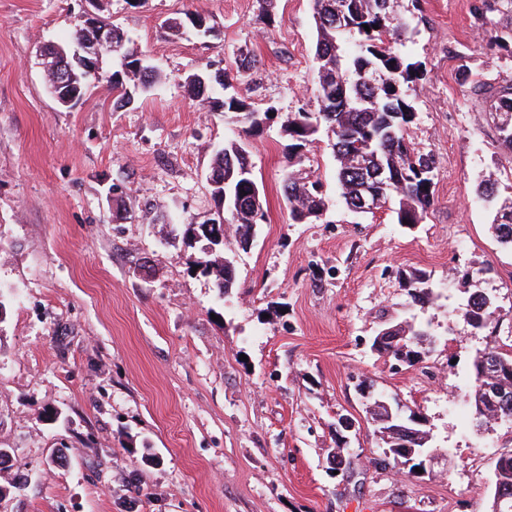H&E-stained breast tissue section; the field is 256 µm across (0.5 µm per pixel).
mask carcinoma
Returning a JSON list of instances; mask_svg holds the SVG:
<instances>
[{
  "mask_svg": "<svg viewBox=\"0 0 512 512\" xmlns=\"http://www.w3.org/2000/svg\"><path fill=\"white\" fill-rule=\"evenodd\" d=\"M317 32L314 59L318 73V95L314 109L288 113L281 129L291 149L298 152L319 143L326 134L336 162V182L347 209L356 201L376 194L382 207L396 214L400 225L421 223L433 205L432 174L434 158L411 145L405 138L413 118V106L403 88L418 81L420 64L397 48L406 31L403 18L391 0H312ZM370 30H365V26ZM133 81L136 91L152 87L154 69L144 64L138 70L121 72ZM117 71L112 73V91L121 102L133 99ZM188 95L209 110L221 108L224 119L239 133L250 134L272 120L269 107L259 111L246 100L229 92L231 84L224 73L195 72L184 79ZM502 146L512 151V91L502 90L492 105ZM212 171L224 176V186L212 189L214 197L225 200L224 218L247 242L256 225L266 221L263 192L256 182L246 149L236 140L224 142L212 162ZM282 192L291 219L296 224L317 220L325 210L321 184L291 172ZM477 194L494 204L491 224L494 236L512 248V196L499 198L495 183L483 180ZM198 229L210 245L223 243L224 225H189ZM220 294L226 296L234 284V266L229 259L219 264L203 260ZM405 288L413 305L424 307L432 299L433 285L424 274H412ZM490 296L471 293L461 311L468 324L482 329L487 324ZM391 336H408L406 351L396 350L392 358H403L412 367L422 361L417 350L427 332L404 319L386 325ZM474 396L468 414L474 427L481 429L501 419L512 423V345L504 349L492 345L473 363ZM373 432L387 448L403 439L397 421H387L379 409H367ZM492 512H512V459L495 474L492 485Z\"/></svg>",
  "mask_w": 512,
  "mask_h": 512,
  "instance_id": "obj_1",
  "label": "carcinoma"
}]
</instances>
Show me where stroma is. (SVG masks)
Instances as JSON below:
<instances>
[{
    "label": "stroma",
    "instance_id": "obj_1",
    "mask_svg": "<svg viewBox=\"0 0 512 512\" xmlns=\"http://www.w3.org/2000/svg\"><path fill=\"white\" fill-rule=\"evenodd\" d=\"M481 2L419 0L405 35L424 71L407 138L437 161L434 204L407 228L345 208L327 143L288 156L281 124L317 91L311 0H276L271 27L259 0H0V448L25 482L0 512H490L512 426L479 431L454 407L476 355L512 344V249L475 192L490 175L512 195L490 109L512 85V52L490 43L512 35V0H492L486 27ZM187 12L211 33L167 29ZM88 15L155 66L146 95L115 106L113 61L72 106L47 93L40 50ZM246 57L254 68L238 71ZM221 69L275 116L244 140L267 220L212 248L187 225L221 206L208 173L233 130L183 79ZM292 168L322 184L319 220L292 223ZM203 256L233 261L228 295L197 270ZM415 272L435 290L413 309ZM477 289L494 302L481 330L460 310ZM410 316L431 338L421 363L398 367L372 341ZM378 394L449 449L432 472L374 465L382 443L364 418ZM346 416L360 427L343 442Z\"/></svg>",
    "mask_w": 512,
    "mask_h": 512
}]
</instances>
